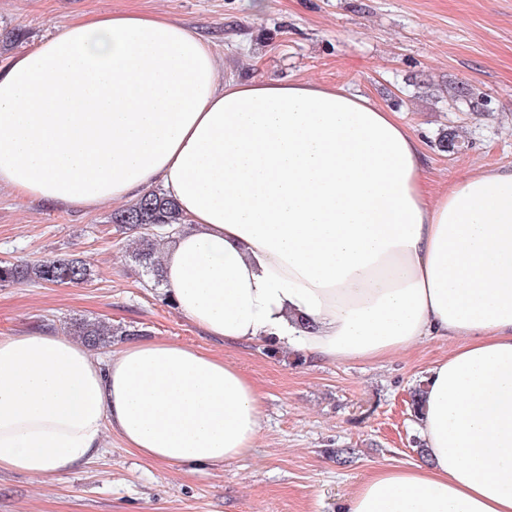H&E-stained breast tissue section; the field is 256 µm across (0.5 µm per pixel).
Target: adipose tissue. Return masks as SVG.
<instances>
[{
    "mask_svg": "<svg viewBox=\"0 0 512 512\" xmlns=\"http://www.w3.org/2000/svg\"><path fill=\"white\" fill-rule=\"evenodd\" d=\"M218 68L164 14L70 23L0 63V188L91 210L161 185L184 219L165 292L226 343L338 363L451 342L424 379L426 463L377 466L343 512H512V169L431 191L394 113ZM262 431L257 388L221 357L0 334V471L66 473L109 433L152 461L259 466Z\"/></svg>",
    "mask_w": 512,
    "mask_h": 512,
    "instance_id": "ef3b65f1",
    "label": "adipose tissue"
}]
</instances>
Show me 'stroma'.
<instances>
[{"mask_svg":"<svg viewBox=\"0 0 512 512\" xmlns=\"http://www.w3.org/2000/svg\"><path fill=\"white\" fill-rule=\"evenodd\" d=\"M160 12L207 38L222 79L306 80L360 93L421 142L424 173L443 187L483 166L512 168V0H0V63L91 13ZM480 111L453 103L459 87ZM458 135L454 150L441 147ZM112 204L62 211L0 191V260L83 258L91 283L0 287V334L63 332L75 319L126 328L99 356L139 340L220 355L257 387L262 465L171 466L119 438L67 474L0 471V512H338L375 466L420 462L411 392L449 351L433 339L379 361L297 362L203 335L161 299L131 256L134 234ZM330 448H348L346 464Z\"/></svg>","mask_w":512,"mask_h":512,"instance_id":"obj_1","label":"stroma"}]
</instances>
